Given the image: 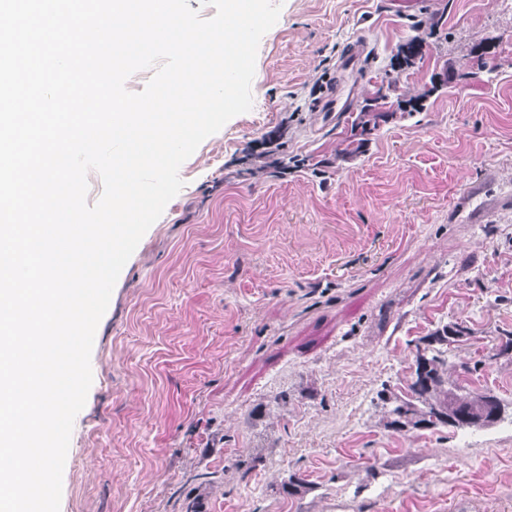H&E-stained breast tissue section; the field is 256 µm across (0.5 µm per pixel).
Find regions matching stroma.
<instances>
[{"mask_svg":"<svg viewBox=\"0 0 512 512\" xmlns=\"http://www.w3.org/2000/svg\"><path fill=\"white\" fill-rule=\"evenodd\" d=\"M280 2L251 110L181 165L115 284L60 512H512V0ZM392 79L418 111L361 114ZM273 131L300 168L262 159ZM447 326L452 380L501 420L386 428L378 391H407ZM433 26L432 18L418 20L415 23L413 30L418 34L412 36L404 47L403 58L405 62H411L422 54L423 47L427 44L426 38L431 35Z\"/></svg>","mask_w":512,"mask_h":512,"instance_id":"stroma-1","label":"stroma"}]
</instances>
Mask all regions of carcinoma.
<instances>
[{"label":"carcinoma","instance_id":"cac0c4a2","mask_svg":"<svg viewBox=\"0 0 512 512\" xmlns=\"http://www.w3.org/2000/svg\"><path fill=\"white\" fill-rule=\"evenodd\" d=\"M433 19L419 20L413 26L416 35L412 36L403 50V58L412 61L422 54L431 35ZM398 91L397 81L393 80L384 87H379L374 96L367 99L362 107L364 112H374L379 107L401 104V100L391 101L390 95ZM448 346V329L436 331L428 337L424 347L428 353L432 369L425 377H417L409 386L410 395L393 393L385 396V391L378 393L385 426L397 433L417 428H429L448 424V416L469 405H478L484 394L463 388L449 382L448 359L444 347Z\"/></svg>","mask_w":512,"mask_h":512}]
</instances>
